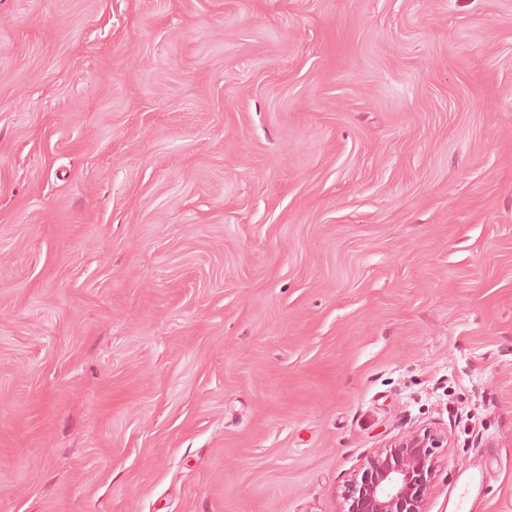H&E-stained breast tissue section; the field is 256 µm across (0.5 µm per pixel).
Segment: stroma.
Masks as SVG:
<instances>
[{"mask_svg": "<svg viewBox=\"0 0 512 512\" xmlns=\"http://www.w3.org/2000/svg\"><path fill=\"white\" fill-rule=\"evenodd\" d=\"M512 512V0H0V512ZM447 437L424 427L375 451L345 486L343 512H424L435 478L433 448Z\"/></svg>", "mask_w": 512, "mask_h": 512, "instance_id": "obj_1", "label": "stroma"}]
</instances>
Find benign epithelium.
<instances>
[{"instance_id": "benign-epithelium-1", "label": "benign epithelium", "mask_w": 512, "mask_h": 512, "mask_svg": "<svg viewBox=\"0 0 512 512\" xmlns=\"http://www.w3.org/2000/svg\"><path fill=\"white\" fill-rule=\"evenodd\" d=\"M446 440L424 427L374 452L345 486V512H424L435 478L433 449Z\"/></svg>"}]
</instances>
